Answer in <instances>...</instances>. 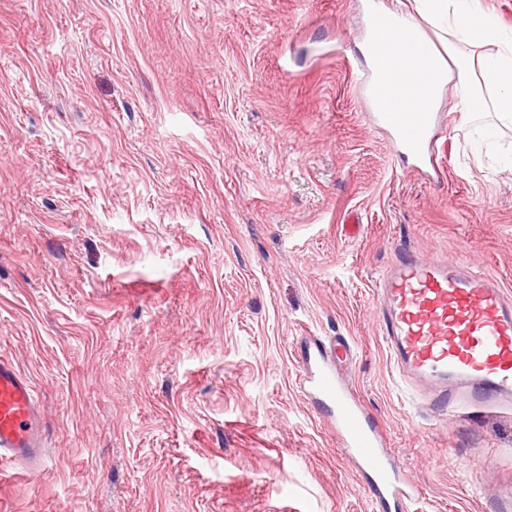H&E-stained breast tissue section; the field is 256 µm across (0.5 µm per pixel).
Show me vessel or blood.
<instances>
[{"label": "vessel or blood", "instance_id": "b4317fda", "mask_svg": "<svg viewBox=\"0 0 512 512\" xmlns=\"http://www.w3.org/2000/svg\"><path fill=\"white\" fill-rule=\"evenodd\" d=\"M376 94L411 99L429 87L425 73L402 78L387 65L382 41L372 46ZM402 149L423 159L437 123L429 112L378 113ZM377 316L390 358L403 379L441 416L466 418L483 410H512V293L489 275L446 257L398 251L377 288ZM303 384L355 471L372 492L377 512L415 500L417 487L367 423L326 351L304 362ZM48 426L32 384L0 354V467H42Z\"/></svg>", "mask_w": 512, "mask_h": 512}]
</instances>
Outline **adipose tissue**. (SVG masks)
Wrapping results in <instances>:
<instances>
[{"mask_svg":"<svg viewBox=\"0 0 512 512\" xmlns=\"http://www.w3.org/2000/svg\"><path fill=\"white\" fill-rule=\"evenodd\" d=\"M430 9L447 15L448 28L471 47L456 59V92L461 112L479 116L494 112L499 124L512 126V39L503 40L493 17L479 13L470 0H426ZM384 37L396 69H403L414 46L425 34L413 15L397 14Z\"/></svg>","mask_w":512,"mask_h":512,"instance_id":"adipose-tissue-1","label":"adipose tissue"}]
</instances>
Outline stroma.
Instances as JSON below:
<instances>
[{
  "label": "stroma",
  "mask_w": 512,
  "mask_h": 512,
  "mask_svg": "<svg viewBox=\"0 0 512 512\" xmlns=\"http://www.w3.org/2000/svg\"><path fill=\"white\" fill-rule=\"evenodd\" d=\"M371 0H0V354L49 421L0 512H375L302 395L311 337L407 467L411 512H496L512 411L400 383L375 288L436 252L512 290V131L416 164L359 87Z\"/></svg>",
  "instance_id": "obj_1"
}]
</instances>
